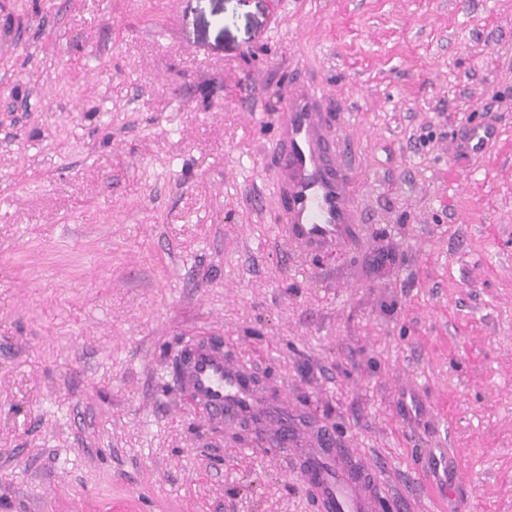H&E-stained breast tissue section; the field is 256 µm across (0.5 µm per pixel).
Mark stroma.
<instances>
[{
	"instance_id": "1",
	"label": "stroma",
	"mask_w": 512,
	"mask_h": 512,
	"mask_svg": "<svg viewBox=\"0 0 512 512\" xmlns=\"http://www.w3.org/2000/svg\"><path fill=\"white\" fill-rule=\"evenodd\" d=\"M297 78L355 177L344 250L278 228ZM208 339L292 445L174 389ZM321 432L388 512H453L438 448L512 512V0H0V512H317ZM463 138L470 153L482 152L490 143L498 138V130L489 124H474L467 127Z\"/></svg>"
}]
</instances>
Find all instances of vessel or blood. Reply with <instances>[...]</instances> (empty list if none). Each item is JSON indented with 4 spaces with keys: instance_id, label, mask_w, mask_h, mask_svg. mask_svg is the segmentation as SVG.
<instances>
[{
    "instance_id": "obj_1",
    "label": "vessel or blood",
    "mask_w": 512,
    "mask_h": 512,
    "mask_svg": "<svg viewBox=\"0 0 512 512\" xmlns=\"http://www.w3.org/2000/svg\"><path fill=\"white\" fill-rule=\"evenodd\" d=\"M315 99L313 86L298 81L290 84L279 118L277 160L270 181L280 198V221L289 238L308 250H336L350 242L354 183L345 177L347 157L334 154L320 132ZM497 137V128L489 124L471 125L463 134L474 154ZM176 381L206 418L217 424L234 418L263 419L272 410L257 395L253 367L229 361L218 343L188 345L177 361ZM428 469L442 478L446 489H456L461 482L459 468L449 456L430 460ZM299 471L319 512H372L371 487L349 465L337 462L333 449L307 451Z\"/></svg>"
}]
</instances>
